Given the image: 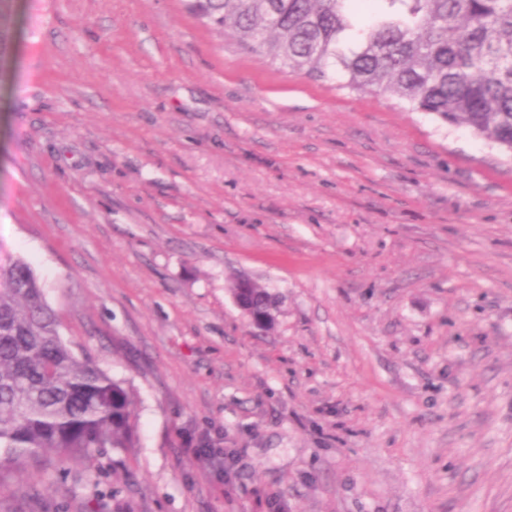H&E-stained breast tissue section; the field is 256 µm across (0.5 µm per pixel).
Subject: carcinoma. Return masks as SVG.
I'll return each mask as SVG.
<instances>
[{
  "label": "carcinoma",
  "instance_id": "cac0c4a2",
  "mask_svg": "<svg viewBox=\"0 0 512 512\" xmlns=\"http://www.w3.org/2000/svg\"><path fill=\"white\" fill-rule=\"evenodd\" d=\"M236 44L306 78L388 96L512 152V0H186ZM257 308L273 306L257 285ZM35 272L0 256V472L136 446V399L58 331Z\"/></svg>",
  "mask_w": 512,
  "mask_h": 512
}]
</instances>
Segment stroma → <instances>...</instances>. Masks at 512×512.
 Listing matches in <instances>:
<instances>
[{
	"instance_id": "obj_1",
	"label": "stroma",
	"mask_w": 512,
	"mask_h": 512,
	"mask_svg": "<svg viewBox=\"0 0 512 512\" xmlns=\"http://www.w3.org/2000/svg\"><path fill=\"white\" fill-rule=\"evenodd\" d=\"M0 252L138 442L60 512H512V155L289 75L181 0H11ZM278 298L253 328L231 288Z\"/></svg>"
}]
</instances>
